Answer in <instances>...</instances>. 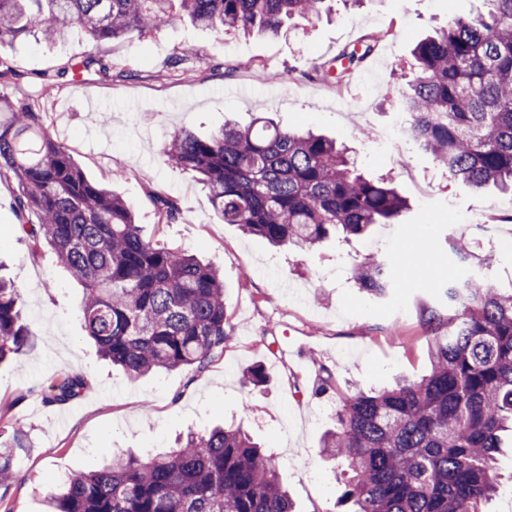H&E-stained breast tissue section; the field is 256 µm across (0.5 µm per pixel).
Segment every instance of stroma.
<instances>
[{
	"label": "stroma",
	"mask_w": 512,
	"mask_h": 512,
	"mask_svg": "<svg viewBox=\"0 0 512 512\" xmlns=\"http://www.w3.org/2000/svg\"><path fill=\"white\" fill-rule=\"evenodd\" d=\"M487 9V0H336L331 16L291 19L277 37L218 35L180 16L146 37L95 44L75 30L53 44L31 38L0 45V57L18 63L0 92L32 99L87 177L132 205L144 235L223 273L231 326L223 355L202 373L127 377L85 336L80 284L50 249L31 253L14 210L18 185L1 180L0 275L20 290L34 337L20 362L0 363V434L18 429L26 442L17 480L0 488V506L45 512L46 490L61 474L97 469L112 449L163 452L179 436L229 422L275 453L296 512H337L344 486L320 450L333 416L314 393L319 368L328 367L344 393L426 374L430 349L420 319L439 305L438 288L487 275L512 286V195L472 190L409 142L381 148L368 136L392 120L396 105L386 101L385 85L415 69V42L454 17ZM380 30L386 38L345 87L319 79L318 65ZM186 43L197 49L186 73L170 70L168 58ZM87 54L133 70L136 80L105 83L91 72L39 96L45 77ZM260 112L281 126L336 139L359 172L392 179L406 202L399 223L346 242L333 238L304 254L217 223L207 190L163 161L162 142L183 126L205 137L225 119L245 125ZM119 167L125 175L116 181L112 171ZM152 190L177 200L178 223H159ZM479 213L492 234L472 224ZM454 237L472 243V259L452 254ZM369 254L389 266L394 286L385 296L360 290L350 277L352 265ZM251 366L263 368V385L244 384ZM71 373L87 378L81 396L44 406L39 389Z\"/></svg>",
	"instance_id": "stroma-1"
}]
</instances>
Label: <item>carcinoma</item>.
<instances>
[{"label": "carcinoma", "mask_w": 512, "mask_h": 512, "mask_svg": "<svg viewBox=\"0 0 512 512\" xmlns=\"http://www.w3.org/2000/svg\"><path fill=\"white\" fill-rule=\"evenodd\" d=\"M333 0H180L193 24L215 32L277 35L285 21L310 22ZM486 14L458 17L414 48L417 70L387 96L410 116L409 137L458 182L512 191V0H488ZM174 20L172 0H0V43L35 34L47 42L79 29L95 44ZM371 35L324 65L341 85L374 51ZM112 62L94 55L63 74L97 72ZM164 161L207 189L216 218L275 246L303 253L335 232L343 240L375 224H394L405 201L386 182L355 173L346 151L311 132L264 117L226 122L207 137L187 127L163 142ZM15 198L32 252L53 250L82 285L80 317L100 356L131 378L157 370L202 372L230 337L221 272L167 243L144 238L132 206L86 178L70 149L27 100L0 95V177ZM158 223L176 222L178 202L149 192ZM34 215L38 223H27ZM356 286L392 288L382 259L352 268ZM444 309L421 317L431 369L417 380L338 394L334 373L319 369L316 391L336 396L335 425L322 453L345 467L348 512H486L503 489L496 456L512 433V289L486 281L440 291ZM30 336L20 291L0 278V362L20 361ZM68 375L40 391L65 405L85 389ZM24 434L0 440V487L16 476ZM50 512H295L274 455L233 423L190 432L162 455L120 453L95 471H77L47 491Z\"/></svg>", "instance_id": "1"}]
</instances>
